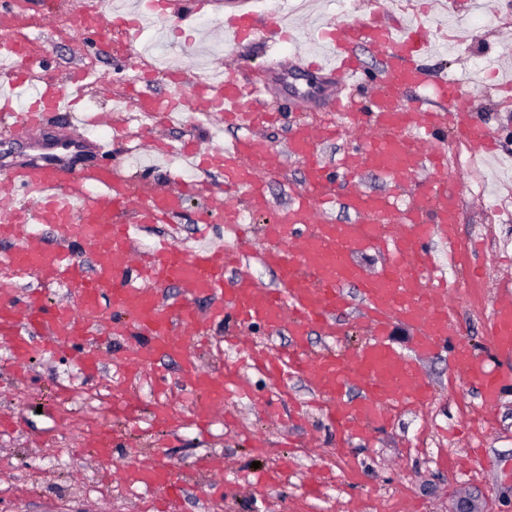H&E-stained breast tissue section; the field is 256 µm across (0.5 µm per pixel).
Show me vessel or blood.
<instances>
[{
  "label": "vessel or blood",
  "instance_id": "1",
  "mask_svg": "<svg viewBox=\"0 0 512 512\" xmlns=\"http://www.w3.org/2000/svg\"><path fill=\"white\" fill-rule=\"evenodd\" d=\"M254 14L249 0H237L224 20L225 36L236 43L246 39ZM80 28L85 36L99 39L118 30L130 50L143 24L115 23L104 0H84ZM318 33L326 50L320 69L336 72L344 82L365 76L356 55L359 46L380 52L386 65L364 106L325 96V109L334 113V120L296 127L287 150L256 133L268 119L265 86L243 88L227 72L217 80L197 77L186 95L162 97L141 90L129 101L133 111L170 120H186L197 108L216 112L239 129L233 141L206 152L211 168L224 177L220 195L205 182L187 181L173 172L161 183L144 174L127 175L123 165L112 163V139L105 135L93 144L101 163L77 168L76 159L88 142L72 103L89 86L104 84V76L81 68L64 81L44 85L37 75L39 63L24 44L0 43V57L14 61L0 73V114L8 117L9 128L32 132L30 146L37 151L19 171L0 170V241L8 245L0 252V342L7 344L17 370L28 366L34 351L52 354L67 348L80 369L93 376L103 363L101 337L124 336L129 340L120 361L124 375L135 378L162 361L178 362L180 397L189 402L190 411L177 409L160 378L156 385L161 394L151 405L123 392L112 405L113 417L132 427L148 417L169 426L187 423L204 429L223 416L225 403L243 385L234 368L216 373L201 367L193 344L208 342L217 325L261 323L272 331L287 330L290 343L271 351L234 338L247 364L276 383L310 376L316 404L331 424L361 435L366 427L388 422L398 410L424 404L432 395L416 364L389 343V329L400 323L414 332L418 354L451 345L455 370L477 387L482 406L497 401L505 373L475 358L463 342H452L448 282L425 249L437 233L456 242L461 222L439 131L455 129L474 153L489 146L470 119L472 94L448 80H430L416 61L418 52L429 46L425 27L392 25L383 10L364 19L324 23ZM427 85L440 99L439 107L402 104V91ZM48 112L67 113L70 136L52 144L36 139ZM348 131L354 145L340 159L337 173H329L319 146ZM287 154L302 163L304 180L274 211L265 184L279 175ZM361 173L386 176L394 194L380 196L356 187ZM340 182L350 186L353 219L347 224L331 219ZM189 191L212 201L225 243L189 249L166 233L145 257H138L136 229L172 223ZM249 212L271 215L256 245L242 229ZM36 224L48 228L49 240L33 233ZM367 251L384 253L386 262L365 269L354 256ZM254 259L275 271L276 287H260L249 275ZM23 279L32 288L21 297L17 288ZM350 285L363 302L367 340L350 355L311 356V332L342 334L339 317L350 305ZM49 286L74 290L75 296L67 303L46 304L40 290ZM171 287L177 296L164 299ZM203 300L208 303L204 309L199 306ZM488 336L494 355L512 357V302L493 309ZM352 388L359 392L354 401L346 397ZM81 426L97 458L111 459L118 444L114 429L86 420ZM121 477L162 488L173 499L183 491L172 467L160 459L130 461Z\"/></svg>",
  "mask_w": 512,
  "mask_h": 512
}]
</instances>
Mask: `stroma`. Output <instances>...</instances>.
Here are the masks:
<instances>
[{
  "label": "stroma",
  "mask_w": 512,
  "mask_h": 512,
  "mask_svg": "<svg viewBox=\"0 0 512 512\" xmlns=\"http://www.w3.org/2000/svg\"><path fill=\"white\" fill-rule=\"evenodd\" d=\"M414 9L393 10L395 20L419 23L430 32L431 47L420 59L432 74L472 91V119L496 143L494 154L471 161L448 138V175L459 182L463 222L461 246H477L486 268L479 286L464 282V265L450 261L448 245L431 246L433 259L449 283L461 285L454 323L461 340L480 358L489 354L486 322L492 304L512 279V0H414ZM33 54L45 60L43 77L93 65L112 76L110 92L92 90L83 107L106 110L108 93L124 83L114 54L118 35L86 48L72 17L81 0H11ZM54 8L56 25H42L44 8ZM233 0H218L216 10L187 30L180 0H172L165 21L145 19V40L163 38L169 53L181 58L184 41L195 35V50L216 48L215 65L231 64L243 87L269 81L280 123L263 128L272 144L284 145L295 125L316 122L325 112L280 92L277 72L289 69L298 85L315 82L336 91L340 83L326 73L304 70L302 52L314 49L315 25L322 20L366 17L373 0H257V11L282 12L298 27L295 42L271 47L262 35L235 45L217 30ZM186 246L222 238L224 228L203 200L184 204L177 218ZM418 364L433 387L428 406L397 414L367 436H348L328 425L312 405L305 377L279 387L253 370L243 381L249 394L235 398L233 420H216L204 431L159 427L144 420L125 430L130 448L160 454L185 483L170 512H512V387L496 405L481 410L477 389L453 370L447 349L420 357ZM77 365L66 354L37 355L18 373L0 346V414L10 428L0 431V512H142L143 503L162 498L159 489L136 483L104 484V467L83 446L81 435L61 420L91 417L112 422L113 387L119 373L106 366L84 385L87 399L58 400L54 391L67 383ZM206 454L224 458V470L211 477L198 471Z\"/></svg>",
  "instance_id": "stroma-1"
}]
</instances>
